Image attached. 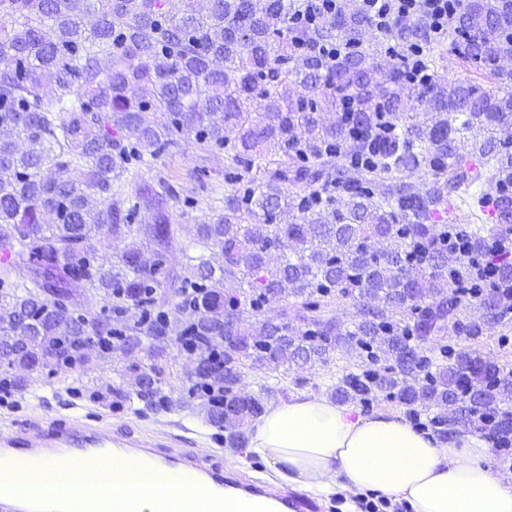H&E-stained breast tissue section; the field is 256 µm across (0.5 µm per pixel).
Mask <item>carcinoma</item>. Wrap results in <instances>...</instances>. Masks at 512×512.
<instances>
[{"label":"carcinoma","mask_w":512,"mask_h":512,"mask_svg":"<svg viewBox=\"0 0 512 512\" xmlns=\"http://www.w3.org/2000/svg\"><path fill=\"white\" fill-rule=\"evenodd\" d=\"M475 38L509 39L508 27L469 4ZM0 335L18 363L73 367L167 335L170 288L180 312L237 320L234 343L219 342L188 321L181 349L206 367L186 388L210 416L238 397L237 432L264 412L263 397L224 382V365L245 358L257 370L299 362L327 365L341 352L361 360L343 371L334 397L365 405L378 395L411 415L439 409L429 423L448 440L449 422L512 444V410L495 381L500 367L466 350V371L449 362L448 326L475 340L512 312V72L475 74L465 86L431 81L418 96L434 109L421 122L405 102L407 72L363 56L324 65L317 46L342 35L352 44L367 23L345 8L318 31L288 27L284 0H0ZM282 39V54L267 52ZM309 54L296 57V46ZM495 82L502 95L481 91ZM266 101L256 120L255 100ZM341 103L331 125L318 111ZM196 130L203 153L232 151L230 189L194 228L187 269L164 266L181 225L175 205L193 209L142 170ZM492 169L484 170L487 163ZM500 207L485 236L491 192ZM467 207L465 220L448 217ZM145 234L106 270L89 240ZM383 243V262L333 265L354 243ZM27 278L12 279L15 266ZM240 288L221 289L223 281ZM83 282L105 304L77 308ZM501 304L487 319L488 300ZM361 301L353 329L344 305ZM476 318L460 317L462 301ZM416 344L428 354L414 357ZM139 374L136 397L147 410L169 409L157 387L165 368Z\"/></svg>","instance_id":"carcinoma-1"}]
</instances>
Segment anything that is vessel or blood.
I'll return each mask as SVG.
<instances>
[{"label":"vessel or blood","mask_w":512,"mask_h":512,"mask_svg":"<svg viewBox=\"0 0 512 512\" xmlns=\"http://www.w3.org/2000/svg\"><path fill=\"white\" fill-rule=\"evenodd\" d=\"M114 459L135 470L176 474L197 488L194 497H157L156 512H224V468L212 456L181 447L164 433L134 436L113 429L106 419L80 413L64 418H41L11 423L0 431V512H140L136 492L111 493L104 506L85 486L47 495L13 485L10 473L50 464ZM239 490L281 503L288 512H318L316 503L298 493L260 483H239Z\"/></svg>","instance_id":"1"}]
</instances>
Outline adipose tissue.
<instances>
[{
    "label": "adipose tissue",
    "instance_id": "ef3b65f1",
    "mask_svg": "<svg viewBox=\"0 0 512 512\" xmlns=\"http://www.w3.org/2000/svg\"><path fill=\"white\" fill-rule=\"evenodd\" d=\"M247 453L272 461L289 486L317 497L365 492L413 512H512V481L488 464L486 441L444 442L402 417L299 395L252 426Z\"/></svg>",
    "mask_w": 512,
    "mask_h": 512
}]
</instances>
